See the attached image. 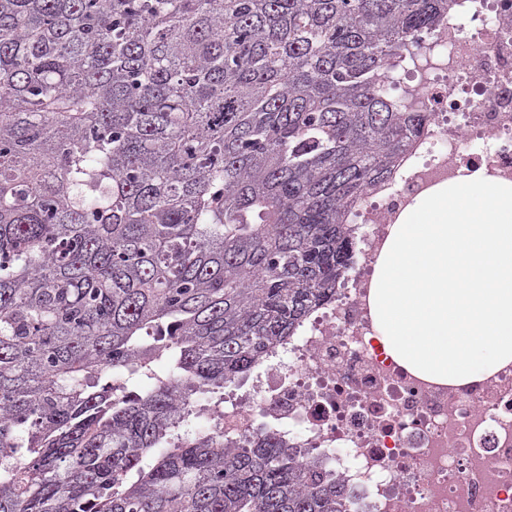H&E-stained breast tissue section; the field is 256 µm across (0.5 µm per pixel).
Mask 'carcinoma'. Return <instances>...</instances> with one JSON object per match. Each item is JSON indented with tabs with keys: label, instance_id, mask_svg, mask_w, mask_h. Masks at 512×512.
<instances>
[{
	"label": "carcinoma",
	"instance_id": "obj_1",
	"mask_svg": "<svg viewBox=\"0 0 512 512\" xmlns=\"http://www.w3.org/2000/svg\"><path fill=\"white\" fill-rule=\"evenodd\" d=\"M453 0H0V512H350L198 417L348 278Z\"/></svg>",
	"mask_w": 512,
	"mask_h": 512
}]
</instances>
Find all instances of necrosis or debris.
<instances>
[{"instance_id": "4bbe7bcc", "label": "necrosis or debris", "mask_w": 512, "mask_h": 512, "mask_svg": "<svg viewBox=\"0 0 512 512\" xmlns=\"http://www.w3.org/2000/svg\"><path fill=\"white\" fill-rule=\"evenodd\" d=\"M396 80L433 120L357 208L345 286L249 390L225 393L224 433L263 421L328 454L368 512H512V366L463 388L416 377L378 345L370 305L374 266L418 198L478 170L512 183V0H455Z\"/></svg>"}]
</instances>
